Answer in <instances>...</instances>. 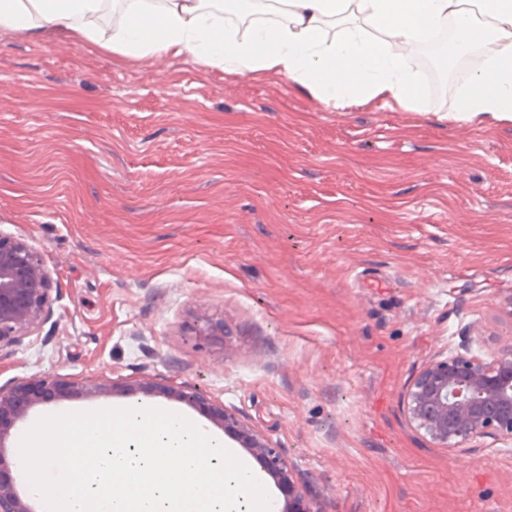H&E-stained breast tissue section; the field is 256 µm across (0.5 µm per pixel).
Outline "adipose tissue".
<instances>
[{
  "label": "adipose tissue",
  "mask_w": 512,
  "mask_h": 512,
  "mask_svg": "<svg viewBox=\"0 0 512 512\" xmlns=\"http://www.w3.org/2000/svg\"><path fill=\"white\" fill-rule=\"evenodd\" d=\"M251 20L224 0H0V31L63 33L138 61L191 54L228 73L285 75L332 106L418 109L410 64L435 34L477 50L480 67L452 110L512 120V0H253Z\"/></svg>",
  "instance_id": "ef3b65f1"
}]
</instances>
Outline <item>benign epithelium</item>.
Segmentation results:
<instances>
[{
    "label": "benign epithelium",
    "instance_id": "benign-epithelium-1",
    "mask_svg": "<svg viewBox=\"0 0 512 512\" xmlns=\"http://www.w3.org/2000/svg\"><path fill=\"white\" fill-rule=\"evenodd\" d=\"M53 281L42 256L22 239L0 232V348L32 336L45 321ZM211 343L229 337L224 319L201 316L191 327ZM118 392L126 397L163 396L207 412L211 422L234 437L279 487L284 512H325L318 498L294 479L281 448L197 388L143 377L109 384L106 380L64 382L53 376L0 385V447L38 405ZM403 412L409 426L434 447L453 452L482 438L512 440V341L491 360L471 352L465 340L452 355L426 362L408 381ZM0 512H33L17 490V478L0 454Z\"/></svg>",
    "mask_w": 512,
    "mask_h": 512
}]
</instances>
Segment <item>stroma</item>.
Masks as SVG:
<instances>
[{"label":"stroma","mask_w":512,"mask_h":512,"mask_svg":"<svg viewBox=\"0 0 512 512\" xmlns=\"http://www.w3.org/2000/svg\"><path fill=\"white\" fill-rule=\"evenodd\" d=\"M335 108L191 55L126 61L0 32V231L43 255L37 335L0 384L148 376L278 444L325 512H512V440L451 453L405 386L512 341V122ZM231 337L199 340L200 316Z\"/></svg>","instance_id":"stroma-1"}]
</instances>
